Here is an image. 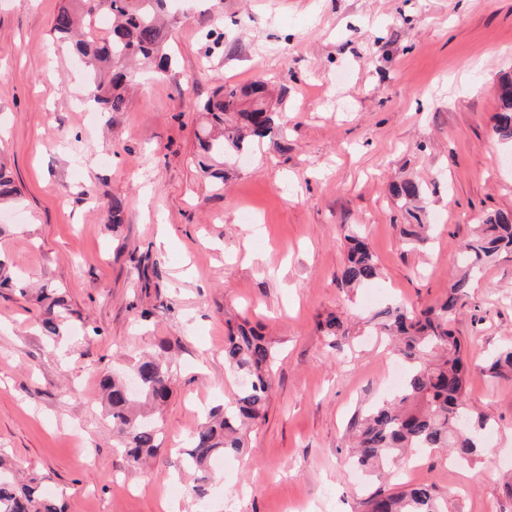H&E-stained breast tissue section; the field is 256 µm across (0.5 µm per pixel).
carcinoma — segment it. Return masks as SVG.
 I'll return each instance as SVG.
<instances>
[{
	"label": "carcinoma",
	"mask_w": 512,
	"mask_h": 512,
	"mask_svg": "<svg viewBox=\"0 0 512 512\" xmlns=\"http://www.w3.org/2000/svg\"><path fill=\"white\" fill-rule=\"evenodd\" d=\"M169 0H67L55 15L51 33L72 45L84 63L93 88V102L101 112H123L132 82L129 66L134 63L166 73L173 59L167 52L169 29L165 21ZM268 91L261 82L248 87L224 84L202 107L207 122L198 137V165L203 172L224 180V157L244 150L252 140L271 139L274 119L268 112ZM498 140L512 143V81L502 85L499 112L493 127ZM397 197L415 202L422 186L406 180L394 187ZM18 195L17 186L0 164V203ZM414 223L403 234L415 245L428 240L430 225L414 210H407ZM347 260L341 283L360 286L377 280L380 269L366 239L351 230ZM512 253V212L489 214L479 231L463 243L458 260L466 267L434 306L416 311L388 306L379 311L378 327L396 337L406 371L397 392L354 418L352 464L376 477L396 465L409 448H447L460 461H471L483 448L481 436L488 421L474 417L465 403L470 375L460 337L450 324L473 285L480 263L499 254ZM48 301L43 327L52 336L60 334L66 310L62 296L43 294ZM323 331L335 347L346 337L337 315L328 316ZM275 346L248 326L228 328L224 338V363L241 377L233 403L211 409L205 422L192 433L189 447L177 453L179 469L195 475L194 494L207 495L211 461L220 455L242 452V431L266 417L271 389ZM489 372L512 376V346L492 355ZM139 379L131 391L128 375ZM130 374L114 373L102 380L105 406L112 418V431L131 466L142 465L161 447L157 426L144 413L164 405L173 380L169 362L153 354L141 355ZM17 464L0 455V512H63L58 499L40 491L35 480L21 482ZM364 512H441L435 487L426 482L388 492L380 489L363 502Z\"/></svg>",
	"instance_id": "carcinoma-1"
}]
</instances>
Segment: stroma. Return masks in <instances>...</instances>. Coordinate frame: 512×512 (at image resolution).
<instances>
[{"label":"stroma","mask_w":512,"mask_h":512,"mask_svg":"<svg viewBox=\"0 0 512 512\" xmlns=\"http://www.w3.org/2000/svg\"><path fill=\"white\" fill-rule=\"evenodd\" d=\"M62 4L0 0V160L20 191L0 207V452L65 512H362L376 489L414 480L443 512H512V377L481 371L512 344V254L477 276L452 324L492 454L416 452L375 482L353 477L345 444L355 414L392 389L394 354L367 318L443 297L480 217L512 211V144L493 133L512 0H171L173 70L138 77L126 111L94 114L50 32ZM256 81L272 91L275 136L216 187L197 164L199 105ZM407 179L425 190L423 247L406 242L391 193ZM352 228L381 269L355 291L340 284ZM45 288L66 301L59 336L41 326ZM332 313L348 332L336 348L319 328ZM244 318L277 350L267 415L200 502L173 451L229 400L224 338ZM144 351L176 382L142 472L115 446L99 385Z\"/></svg>","instance_id":"obj_1"}]
</instances>
